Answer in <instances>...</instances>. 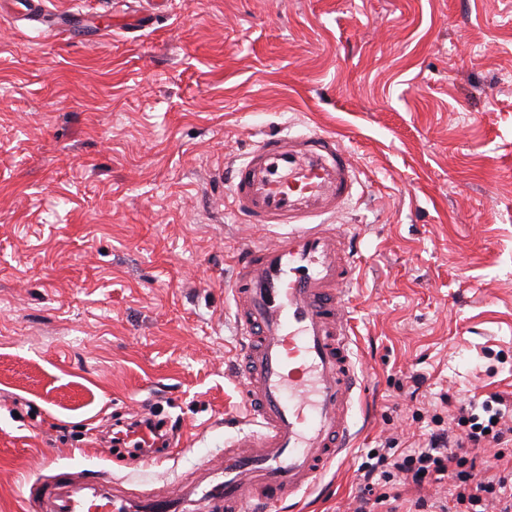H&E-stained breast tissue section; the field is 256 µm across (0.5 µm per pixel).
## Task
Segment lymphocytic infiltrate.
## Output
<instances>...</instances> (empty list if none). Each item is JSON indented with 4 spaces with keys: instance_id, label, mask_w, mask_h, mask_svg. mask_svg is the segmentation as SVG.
I'll return each mask as SVG.
<instances>
[{
    "instance_id": "obj_1",
    "label": "lymphocytic infiltrate",
    "mask_w": 512,
    "mask_h": 512,
    "mask_svg": "<svg viewBox=\"0 0 512 512\" xmlns=\"http://www.w3.org/2000/svg\"><path fill=\"white\" fill-rule=\"evenodd\" d=\"M453 427L441 416L431 418V429L414 450L377 449L374 459L358 468L361 490L354 512H395L388 485L400 480L417 486L451 480V496L466 512H512V477L489 474L478 461L490 448L512 445V400L488 392L481 403L457 409Z\"/></svg>"
}]
</instances>
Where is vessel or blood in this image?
Returning <instances> with one entry per match:
<instances>
[{
  "label": "vessel or blood",
  "mask_w": 512,
  "mask_h": 512,
  "mask_svg": "<svg viewBox=\"0 0 512 512\" xmlns=\"http://www.w3.org/2000/svg\"><path fill=\"white\" fill-rule=\"evenodd\" d=\"M357 182L335 136L288 126L257 141L233 170L231 197L243 222L286 229L232 261L240 384L259 431L232 439L221 463L191 483L144 498L103 493L100 477L78 483L57 473L29 497L31 512H186L191 504L197 512H271L343 459L362 386L345 301L358 261L350 235L331 220Z\"/></svg>",
  "instance_id": "b4317fda"
}]
</instances>
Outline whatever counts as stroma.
Returning a JSON list of instances; mask_svg holds the SVG:
<instances>
[{
    "label": "stroma",
    "instance_id": "stroma-1",
    "mask_svg": "<svg viewBox=\"0 0 512 512\" xmlns=\"http://www.w3.org/2000/svg\"><path fill=\"white\" fill-rule=\"evenodd\" d=\"M284 124L359 175L335 226L364 393L354 448L278 512H350L382 440L512 396V0H171L91 42L0 11V512L60 471L150 492L221 462L230 260L263 234L224 169ZM139 416L167 431L149 464L109 441Z\"/></svg>",
    "mask_w": 512,
    "mask_h": 512
}]
</instances>
